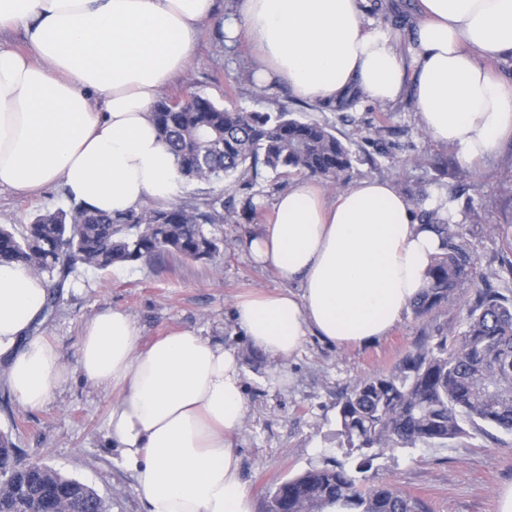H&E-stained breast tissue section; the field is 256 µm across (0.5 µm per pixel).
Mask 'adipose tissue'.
Instances as JSON below:
<instances>
[{
  "mask_svg": "<svg viewBox=\"0 0 512 512\" xmlns=\"http://www.w3.org/2000/svg\"><path fill=\"white\" fill-rule=\"evenodd\" d=\"M364 0H239L223 18L214 0H0V31L22 26L28 51L0 49V188L63 182L77 201L116 214L146 198L172 200L176 159L150 112L184 74L203 24L246 32L258 56L254 84L286 82L300 98L333 102L350 87L389 103L412 89L437 142L477 162L512 137V81L481 58L512 55V0H420L413 68L392 32L370 29ZM441 238L420 223L390 181L365 179L325 201L296 181L274 218L247 243L253 260L300 294L236 301L234 319L261 352L285 361L316 334L336 345L385 336L426 288ZM46 280L22 263L0 266V357L25 408L67 380L60 350L32 333ZM79 368L122 391L110 435L146 512H254L232 438L246 407L235 354L192 330L139 344L125 311L85 326Z\"/></svg>",
  "mask_w": 512,
  "mask_h": 512,
  "instance_id": "obj_1",
  "label": "adipose tissue"
}]
</instances>
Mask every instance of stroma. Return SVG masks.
<instances>
[{
	"label": "stroma",
	"mask_w": 512,
	"mask_h": 512,
	"mask_svg": "<svg viewBox=\"0 0 512 512\" xmlns=\"http://www.w3.org/2000/svg\"><path fill=\"white\" fill-rule=\"evenodd\" d=\"M255 59L246 39L228 43L213 28L202 27L189 71L162 94L195 91L249 112L285 107L300 120L332 126L355 154L350 183L391 180L417 210L447 198L451 221L474 227L478 273L492 275L502 293L512 292V277L498 272L500 258L512 254V139L469 165L458 147L425 133L411 92L387 105L361 95L336 110L298 98L282 82L256 89L248 78ZM290 185L265 168L249 185L241 180L180 183L177 201L219 196L239 211L250 198L257 214L222 225L224 242L213 259L167 256L115 270L81 268L71 276L62 303L41 331L61 351L68 380L44 406L31 410L19 405L0 378V432L11 435L21 463H44L88 485L109 512H146L133 473L108 437L110 406L120 393L97 387L79 370L84 327L107 307L133 318L141 344L193 330L234 351L247 412L233 443L254 512H266L277 483L314 466L348 462L336 436L340 394L361 378L394 368L437 328L463 327L466 312L458 303L424 317L409 311L387 336L362 346L340 347L310 335L282 363L260 353L235 326L233 306L243 294L289 288L286 280L250 260L245 242L271 222L276 196ZM73 203L59 184L29 195L4 188L0 225L18 227L37 212ZM371 474L374 481L422 499L428 512H498L501 494L512 489V434L472 430L444 448H397L378 459Z\"/></svg>",
	"instance_id": "stroma-1"
}]
</instances>
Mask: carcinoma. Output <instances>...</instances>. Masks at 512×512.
<instances>
[{
    "label": "carcinoma",
    "instance_id": "carcinoma-1",
    "mask_svg": "<svg viewBox=\"0 0 512 512\" xmlns=\"http://www.w3.org/2000/svg\"><path fill=\"white\" fill-rule=\"evenodd\" d=\"M150 118L186 181L240 178L261 164L279 178L304 173L344 186L353 166L351 149L328 124L301 121L286 108L228 109L191 92L177 104L170 97L158 100ZM222 207L209 198L195 205L139 206L115 216L83 203L41 211L19 230L0 226V265L21 262L46 278L50 294L41 319H48L80 267L103 270L163 254L215 257L222 243L217 228L227 219ZM423 218L441 236L443 252L433 258L428 287L412 309L423 317L469 289L465 328L441 327L435 342L419 346L391 371L355 382L336 407L341 445L356 463L312 467L281 482L267 512H325L335 504L344 512H427L419 498L369 483L365 473L373 461L395 448L443 447L468 427L512 434V295L480 287L467 225L435 211ZM49 479L62 476L0 460V480L24 491L39 512L51 508ZM66 488L83 501L85 512L103 508L85 484L71 479Z\"/></svg>",
    "mask_w": 512,
    "mask_h": 512
}]
</instances>
